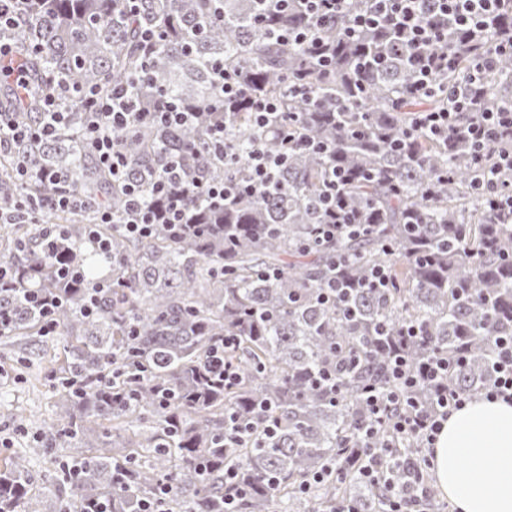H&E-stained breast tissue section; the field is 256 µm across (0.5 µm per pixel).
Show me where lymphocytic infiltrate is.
Segmentation results:
<instances>
[{
    "label": "lymphocytic infiltrate",
    "instance_id": "lymphocytic-infiltrate-1",
    "mask_svg": "<svg viewBox=\"0 0 512 512\" xmlns=\"http://www.w3.org/2000/svg\"><path fill=\"white\" fill-rule=\"evenodd\" d=\"M350 0H299V7L309 19L303 28L286 29L283 40L294 43L316 57L321 68H330L331 54L322 49V33L326 24L336 18L346 20L344 33L353 38L366 28H380L391 24L398 28L407 47L417 48L439 41L443 34L439 19L450 20L458 29L487 34V51L483 60L474 64L466 76L465 89L454 87L435 88L432 76L453 69L456 58L453 52L418 57V78L410 89L411 94L430 96L441 93L443 108L417 113L414 129H425L436 137H447L458 130L468 140L475 161H482L485 152L498 140L512 137V101L500 108L482 113L479 120L461 124L460 119L471 106V95L488 91L487 71L496 58L512 56V39H499L493 34L496 19L512 8V0H373L369 10L353 13ZM38 0H0V81L13 83L20 90L28 84L27 72L21 63L22 52L8 39L7 34L18 21L31 15ZM220 91L228 102L245 101L255 128L263 130L272 122L284 121L279 101L260 94H249L238 73L219 71ZM72 96L69 85L51 81L41 101L43 118L32 129L15 126L11 129L14 142L49 140L64 129L69 122L67 103ZM81 106L85 116V136L98 154L102 165L113 180L122 184L126 195L125 232L133 237L151 235L155 225L181 224L186 205V185L194 183L200 195L220 204L240 195H252L274 182L288 160L287 149L269 153L253 148L247 156L234 153L224 156L228 165L245 164L246 174L238 180L221 183L190 180L186 167L178 161H169L153 179L150 191L162 200V209H154L143 199L140 188L126 182L128 161L116 144L117 136L135 122L159 120L180 124L190 115L164 103L152 112H140L126 90L115 87L102 92L96 88L84 90ZM344 174L330 172L326 183L329 198L327 213L335 215L332 224L317 228L315 240L323 242L336 237L342 231L366 232V225L355 222L346 212L339 199L344 185ZM453 362L442 352L433 353L419 365H411L402 348H393L386 367L387 378L392 386L388 390L368 387L366 430L380 425L388 426L393 436L412 437L421 449L433 447L442 422L469 400L468 395L457 390L450 381ZM494 377L483 390L485 397L512 402V335L501 336L495 341L493 357ZM429 388L433 397L432 409L421 408L414 393L417 388ZM420 451L415 455L392 458L388 468L370 463L362 468L364 478L371 483H390L393 472L405 468L418 474L423 470Z\"/></svg>",
    "mask_w": 512,
    "mask_h": 512
}]
</instances>
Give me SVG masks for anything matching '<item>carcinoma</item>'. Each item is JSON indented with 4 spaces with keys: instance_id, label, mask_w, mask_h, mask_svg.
I'll list each match as a JSON object with an SVG mask.
<instances>
[{
    "instance_id": "carcinoma-1",
    "label": "carcinoma",
    "mask_w": 512,
    "mask_h": 512,
    "mask_svg": "<svg viewBox=\"0 0 512 512\" xmlns=\"http://www.w3.org/2000/svg\"><path fill=\"white\" fill-rule=\"evenodd\" d=\"M257 0H140L129 20L121 0H46L10 32L29 46L32 82L27 101L44 78L77 89L125 85L145 112L162 101L190 107L198 119L184 126L145 124L119 135L129 157L128 179L149 188L162 161L179 157L211 182L245 174L224 167V154L202 151L208 130L225 122L228 149L256 144L281 148L278 127L259 133L243 108L217 98L212 64L240 74L248 89L281 98V111L298 115V135L329 141L334 156L303 147L288 150V167L264 192L216 209L187 189V218L201 224L175 236L163 224L131 239L123 232L124 195L82 138L81 103L69 102L70 122L57 137L26 141L0 154V249L12 286L0 288V342L38 336L62 346L50 370L54 414L25 448L0 459V512H45L34 488L31 458L57 446L78 448L54 475L64 494L53 512H140L162 487L171 488L165 512H224V471L252 486L237 512H336L344 500L361 512H382L392 495L410 486L409 473L370 484L357 473L369 455L385 463L393 438L385 429L359 431L365 419L362 389L389 385L384 377V326L395 336L409 325L413 363L438 349L464 359L451 374L461 392L477 395L492 378L495 338L512 333V221L494 215L474 190L476 164L468 142L413 132L412 113L439 109L437 96L409 94L416 80L411 50L393 30L344 36L345 22L328 23L324 39L333 69L276 37L280 28L308 24L291 7L255 21ZM162 34L154 63L142 67L139 34ZM443 46L457 52L454 71L435 85L460 86L486 36L441 21ZM303 78L309 101L285 94ZM485 99L462 122L512 100V58L496 60ZM30 171H59L84 206L44 210L57 186ZM350 174L342 186L349 208L368 225L311 247L315 228L327 222L322 200L326 173ZM112 208L114 223L95 224L110 242L97 277L86 248L95 208ZM38 217L55 227L36 232ZM375 265L391 271L393 285L356 288L351 297L324 302L329 280L358 282ZM278 271L266 279L264 273ZM57 299L40 311L34 294ZM226 336L235 344L217 350ZM239 373L231 386L209 385L214 356ZM336 370V394L317 387L327 364ZM252 424L242 439L227 419ZM316 473L324 480L312 482ZM311 485L300 490L305 481Z\"/></svg>"
}]
</instances>
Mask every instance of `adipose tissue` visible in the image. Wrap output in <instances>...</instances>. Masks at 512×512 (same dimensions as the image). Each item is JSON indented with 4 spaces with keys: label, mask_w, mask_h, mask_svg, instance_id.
<instances>
[{
    "label": "adipose tissue",
    "mask_w": 512,
    "mask_h": 512,
    "mask_svg": "<svg viewBox=\"0 0 512 512\" xmlns=\"http://www.w3.org/2000/svg\"><path fill=\"white\" fill-rule=\"evenodd\" d=\"M433 455L436 486L457 512H512V404L483 398L453 411Z\"/></svg>",
    "instance_id": "adipose-tissue-1"
}]
</instances>
